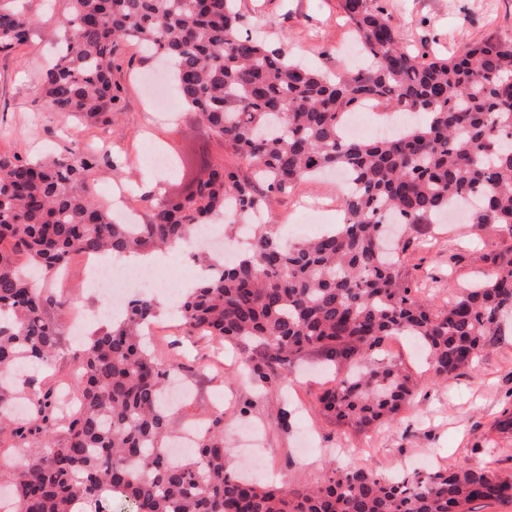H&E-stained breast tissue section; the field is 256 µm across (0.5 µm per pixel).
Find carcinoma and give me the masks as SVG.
<instances>
[{
  "mask_svg": "<svg viewBox=\"0 0 512 512\" xmlns=\"http://www.w3.org/2000/svg\"><path fill=\"white\" fill-rule=\"evenodd\" d=\"M68 4L41 85L49 108L112 122L114 71L133 43L169 63L183 103L255 167L263 188L212 162L202 144L207 177L181 196L143 198L147 221L134 230L89 191L98 153L74 144L36 160L0 152V435L41 449L15 474L11 512H75L78 498L89 512H112L117 499L127 512H474L512 500V479L488 466L394 479L350 465L303 490L262 485L231 472L222 412L190 454L170 458L164 397L180 363L144 343L157 317L149 298L130 299L75 356L77 409L62 413L51 390L33 394L32 382L12 377L19 365L49 364L60 342L35 273L46 280L75 255L166 250L220 215L247 224L272 195L336 169L356 184L340 199L337 229L286 244L273 225H255L234 264L207 265L180 316L213 340L262 348L245 366L263 385L320 353L336 374L319 402L340 425L368 432L394 420L413 401L412 378L391 360L368 361L389 337H412L445 380L501 343L500 318L512 314V256L436 305L403 273L399 249L382 246L386 225L415 230L451 207L512 231V39L428 59L406 47L381 0H341L369 64L330 77L248 33L235 0ZM36 25L23 0H0V52L26 45ZM369 102L421 121L401 136L342 138L345 116ZM19 399L22 417L12 413Z\"/></svg>",
  "mask_w": 512,
  "mask_h": 512,
  "instance_id": "1",
  "label": "carcinoma"
}]
</instances>
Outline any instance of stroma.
I'll return each mask as SVG.
<instances>
[{
	"instance_id": "1",
	"label": "stroma",
	"mask_w": 512,
	"mask_h": 512,
	"mask_svg": "<svg viewBox=\"0 0 512 512\" xmlns=\"http://www.w3.org/2000/svg\"><path fill=\"white\" fill-rule=\"evenodd\" d=\"M392 26L413 52L449 58L465 45L490 38L512 37V0H382ZM40 17L29 46L0 53V151L37 158L61 152L77 138L88 148L112 143L120 158L116 170L99 169L89 178L93 198L106 204L109 185L133 188L153 179L147 152L151 149L187 151L208 143L213 162L252 175L247 161L235 157L186 106H178L176 123L157 117L148 103L141 78L155 73V59L137 46H126L123 65L114 77L121 87L122 109L108 124L64 119L49 110L41 98V76L63 37L60 18L67 0H30ZM238 9L255 29L272 42L285 45L292 59L328 73L353 68L346 53L352 43L340 0H238ZM337 180L325 175L303 182L291 191L272 196L269 221L283 238L300 239L318 232L321 224L339 223L329 214L323 223L309 220L302 200L335 202ZM403 254L406 272L435 299L447 298L449 287L463 288L488 272L494 260L512 249V235L499 225L477 226L451 218L409 235ZM49 296H63V307L48 311L63 331L60 345L41 386L67 392L73 382V353L78 340L67 335L75 315L88 317V331H106L107 322L92 319L96 302L84 286L80 259H73L68 277L46 280ZM504 343L489 349L473 367L458 370L447 381H435L425 366V355L403 338L385 344L384 357L401 364L416 384L411 406L374 433L371 452H361L362 433L325 416L318 397L328 387L330 372L318 353L280 383L259 390L242 371L244 357H259L254 346L225 347L223 363H216V345L209 337L179 326L175 334L158 336L159 356H180L186 366L183 380L190 397L169 416L173 434L210 415H224V445L232 461L261 480L294 487L316 484L331 468L366 467L385 476L406 470L428 472L454 464L476 467L490 464L512 478V431L497 432L492 425L512 411V319H505ZM290 410L281 421V410Z\"/></svg>"
}]
</instances>
